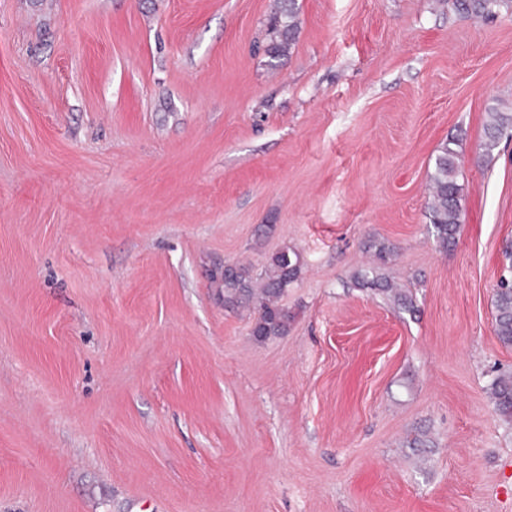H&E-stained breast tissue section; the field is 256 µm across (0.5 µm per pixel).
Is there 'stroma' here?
Returning a JSON list of instances; mask_svg holds the SVG:
<instances>
[{"label":"stroma","mask_w":512,"mask_h":512,"mask_svg":"<svg viewBox=\"0 0 512 512\" xmlns=\"http://www.w3.org/2000/svg\"><path fill=\"white\" fill-rule=\"evenodd\" d=\"M0 0V512H512V10ZM457 140L462 223L426 185ZM398 310L356 286L372 243ZM300 252L285 335L211 274ZM295 15V0L277 1V10L273 19L272 43L268 48L272 66L275 65L272 61L285 55L295 38ZM489 119L484 128V140L482 142V156L490 157L497 148L502 138L512 139V110L504 111L498 106L492 107ZM451 145L456 143H443L435 155L426 213L432 234L446 246L455 239L461 223V188L457 182L459 154ZM494 332L499 341L512 346V278H502L493 295ZM489 397L498 415L512 423V372H501L492 380Z\"/></svg>","instance_id":"1"}]
</instances>
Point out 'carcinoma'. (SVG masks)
<instances>
[{"mask_svg": "<svg viewBox=\"0 0 512 512\" xmlns=\"http://www.w3.org/2000/svg\"><path fill=\"white\" fill-rule=\"evenodd\" d=\"M512 0H454L455 11L466 19H490L501 7H509ZM295 0H277L273 22L272 43L268 48L271 59L285 55L295 38ZM484 128L482 156L489 157L502 138L512 139V110L497 106L488 112ZM459 154L453 142L442 144L434 158L429 176L427 218L432 234L446 245L455 239L461 223V195L457 182ZM302 267L301 255L284 246L272 254L260 277L253 278L248 268L233 263L224 265V274L213 276L212 282L224 289V306L246 307L253 310L251 336L266 341L288 332L291 320L288 308L280 303L286 289L297 280ZM356 284L385 296L393 305L407 311L414 310L412 295L398 290L373 267L356 277ZM494 332L499 341L512 346V278H502L493 295ZM489 397L498 415L512 423V372L498 374L490 383Z\"/></svg>", "mask_w": 512, "mask_h": 512, "instance_id": "carcinoma-1", "label": "carcinoma"}]
</instances>
